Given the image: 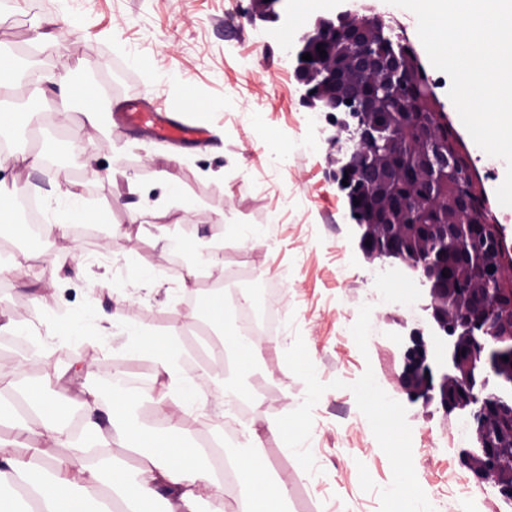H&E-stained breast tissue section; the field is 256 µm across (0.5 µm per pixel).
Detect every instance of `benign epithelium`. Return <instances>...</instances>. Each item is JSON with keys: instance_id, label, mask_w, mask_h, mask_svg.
<instances>
[{"instance_id": "7a95c632", "label": "benign epithelium", "mask_w": 512, "mask_h": 512, "mask_svg": "<svg viewBox=\"0 0 512 512\" xmlns=\"http://www.w3.org/2000/svg\"><path fill=\"white\" fill-rule=\"evenodd\" d=\"M258 17L277 20L285 0H257ZM381 15L345 10L319 16L311 30L297 35L293 51L296 76L315 100V84L333 89L328 112L352 110L340 120L339 132L354 148L336 176L347 189L368 191L375 217L358 225L359 245L371 259L394 258L419 273L429 336L418 330L404 353L401 386L445 412L460 410L472 418V447L461 450L462 465L479 481L497 488L512 505V278L492 276L503 253V239L482 186L467 174V185L454 184L463 153L435 95L428 92L405 110L404 77L422 69L418 57L382 55L378 45L389 38ZM342 42L313 63L302 55L320 43ZM355 84L343 79L347 71ZM442 197L454 204L450 223L429 219ZM484 201L478 223L470 221L473 198ZM448 276H442L443 270ZM496 376L504 393L485 392Z\"/></svg>"}]
</instances>
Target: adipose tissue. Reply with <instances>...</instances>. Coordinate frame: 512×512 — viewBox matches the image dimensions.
Instances as JSON below:
<instances>
[{"label":"adipose tissue","mask_w":512,"mask_h":512,"mask_svg":"<svg viewBox=\"0 0 512 512\" xmlns=\"http://www.w3.org/2000/svg\"><path fill=\"white\" fill-rule=\"evenodd\" d=\"M40 221L21 225V232L42 249L49 272L44 289L56 287L60 256L50 251L54 238L65 235L69 225L87 221L92 211L80 194L72 189L51 188L33 192ZM41 328L46 337L65 341L75 348L93 347L102 340L119 336L123 343L119 362L142 356L150 359L155 372L150 384L128 386L127 370H116L112 388L98 393L89 383L92 366L75 358L70 367L32 385L25 394L28 408L38 418L30 424L26 415L0 408V425L16 432L13 441L0 440V487L21 482L27 496L24 512H137V505L157 498L162 512H199L200 501H208V512H286L288 483L269 465L262 445V433H270L296 446L304 436V413L288 417L263 418L262 428L245 427L242 438L224 446L223 391L224 361L216 359L206 379L217 387L204 391L194 384L183 366L176 346L178 327H170L166 338L145 336L129 326L119 312L106 313L81 306L40 313L37 326L6 320L0 322L1 336H29ZM78 385L84 411L81 437L64 428L70 408L51 393L54 380ZM153 403L163 411L159 423H143L129 410L130 400ZM206 424L208 436L222 443L221 453L235 472L237 495L234 508L224 501V484L201 444L185 447L178 438L183 416ZM109 451L112 445L127 447L139 454L134 466L122 465L102 473L87 460L88 445Z\"/></svg>","instance_id":"obj_1"}]
</instances>
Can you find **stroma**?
Wrapping results in <instances>:
<instances>
[{
    "label": "stroma",
    "mask_w": 512,
    "mask_h": 512,
    "mask_svg": "<svg viewBox=\"0 0 512 512\" xmlns=\"http://www.w3.org/2000/svg\"><path fill=\"white\" fill-rule=\"evenodd\" d=\"M373 7L393 20L415 48L432 90L458 136L464 156L484 188L512 256V208L500 205L496 190L507 165L488 158L464 127L448 96L450 79L435 69L418 36L410 10L387 0H311L300 9L288 0L278 21L252 19L253 0H0V45H18L36 69V95H17L16 84L0 87V139L14 138L44 165L23 163L0 169L5 185L46 186L79 192L93 209L91 234L69 230L55 250L65 258L61 288L49 308L85 301L83 281L73 276L90 256L112 261L115 287L132 299L120 313L129 324L154 335L172 325H187L174 291L186 275L187 261L176 258L167 237L195 241L218 253L225 267L255 265L266 281L286 286L285 315L279 339L257 363L258 372L285 390L288 399L275 412L288 416L306 410L304 445L289 451L266 436L265 454L288 482V512H387V492L398 471L430 492L445 479L468 480L466 512H512L497 491L471 480L458 448L433 450L430 433L453 429L459 412L411 400L401 387L402 346L416 325L401 307L397 276L379 261L364 257L352 234L347 198L331 172L347 148L333 112H313L287 56L288 38L323 12L352 4ZM159 76L148 83L138 57ZM64 74L99 99L96 127L80 110L62 112L49 75ZM150 93L175 119L205 128L201 148L177 149L138 130H116L112 114L125 100ZM264 113L266 131L251 122ZM96 160L97 176L72 180L73 151ZM167 170L182 204L157 215L142 207L137 222L129 204L139 192L157 198L159 170ZM236 224H258L267 232L259 245L228 233ZM18 260L27 274L16 279L0 272V313L34 320L33 303L42 286L44 264L37 248L0 223V261ZM162 274L164 291L147 290L140 269ZM72 345L36 344L30 349L0 347V388L16 391L75 358ZM316 374L318 394L310 396L300 361ZM377 386L407 438L404 456L381 447L364 423L365 383Z\"/></svg>",
    "instance_id": "35a3bbf8"
}]
</instances>
